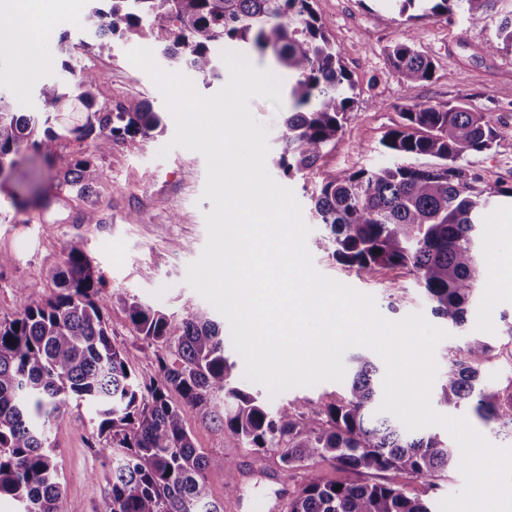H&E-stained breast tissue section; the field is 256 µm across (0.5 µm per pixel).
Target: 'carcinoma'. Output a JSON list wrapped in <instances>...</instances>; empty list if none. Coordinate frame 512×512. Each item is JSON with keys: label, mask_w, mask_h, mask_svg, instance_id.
I'll return each instance as SVG.
<instances>
[{"label": "carcinoma", "mask_w": 512, "mask_h": 512, "mask_svg": "<svg viewBox=\"0 0 512 512\" xmlns=\"http://www.w3.org/2000/svg\"><path fill=\"white\" fill-rule=\"evenodd\" d=\"M109 2L107 11H89L83 25L99 35L120 31L160 43L163 55L182 60L205 81L223 76L218 59L226 45L272 54L288 74L290 109L274 158L287 178L317 166L354 107L348 72L312 0ZM397 2L409 20L445 18L462 40L508 0ZM509 47L512 10L501 17L486 52ZM387 57L408 87L433 76L432 61L411 43L391 45ZM64 68L73 75L74 98L86 112L85 122L69 133L91 140L92 150L58 171L56 180L83 194L104 177L96 156L116 142L155 136L163 130L162 117L141 97L99 105L94 89L100 75L68 60ZM65 97L54 83L40 89L48 112ZM401 116L403 122L382 141L395 161L328 176L311 195L313 215L325 226L324 241L335 260L368 279L385 268H411L432 314L462 328L488 274L482 215L493 198H512V187L481 186L468 157L498 146L500 134L462 100L445 107L413 104ZM63 138L38 113L18 112L0 96V186L25 151L50 162ZM421 157L429 162L413 163ZM58 278L57 294L0 323V494L18 499L22 512H58L62 489L50 434L73 399L94 405L96 451L112 460L105 512H224V504L210 496L208 473L228 471L225 493L233 495L232 463L195 447L184 425L187 410L231 431L246 448L276 454L284 469H303L286 512H431L406 494L401 479L460 469V451L377 412V366L369 357H352L340 402L317 410L308 401L300 410L272 411L239 386L236 364L224 357L220 326L207 311L192 310L176 328L161 309L118 292L104 296L101 277L77 241L68 245ZM110 299L138 336L156 348L155 377H138L112 342L104 317ZM490 351L477 337L450 351L439 402L454 407L467 402L480 421L512 437V381L504 392L481 375ZM172 392L182 403L171 400ZM315 411L322 422L308 419ZM326 461L352 471L384 472L386 481L325 483L318 465Z\"/></svg>", "instance_id": "carcinoma-1"}]
</instances>
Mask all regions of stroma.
Listing matches in <instances>:
<instances>
[{
  "mask_svg": "<svg viewBox=\"0 0 512 512\" xmlns=\"http://www.w3.org/2000/svg\"><path fill=\"white\" fill-rule=\"evenodd\" d=\"M94 5L95 0H72L71 14L52 19L51 38L42 43L38 64H31L29 54L20 48L1 59L0 95L21 111H39L40 85L66 79L61 62L69 55L100 72L95 89L98 103L146 98L163 113L164 130L153 138L113 144L99 160L104 178L82 195L57 187L49 169L89 152L88 142L62 140L50 166L29 154L22 158L8 191L0 192V322L56 294L55 274L73 241L81 242L101 275L104 294L117 290L161 308L176 325L190 309L210 307L185 282L188 265L201 255L207 240L204 214L212 203L202 196L206 161L202 154L183 148L159 157V150L175 134L174 117L149 73L127 57L129 50L139 47V39L101 37L83 27L81 19ZM314 8L350 74L356 103L317 168L293 178L283 177L274 167L269 173L290 188L301 205L302 219L310 229L306 248L315 271L373 296L378 313L387 320L419 312L429 324L446 331L434 353L438 369L447 367L451 350L464 346L470 337H483L492 347L481 367L483 378L491 385L506 384L512 379V335L507 332L512 326V279L505 276L499 260L502 253L512 251V239L501 235L505 225H512V200L501 199L487 213L482 247L490 270L469 311L467 327L460 329L432 315L409 269H386L366 280L333 260L318 245L324 227L311 213L310 195L328 173L371 170L389 163L381 139L400 123L402 106L459 100L484 113L501 136L499 147L471 156L474 171L489 186H512V49L485 54L486 43L495 37V24L471 28L461 40L456 27L445 19L406 21L389 0H315ZM396 42L413 43L433 60L435 74L430 81L403 85L387 60V48ZM22 69L29 70L30 77L20 85L14 75ZM91 209L97 212L98 223H84L83 216ZM18 282L27 283V291H16ZM104 316L130 369L141 378L152 377L153 347L139 338L119 307H106ZM246 387L272 405L292 408L308 400L318 406L329 404L345 394L341 382L297 387L275 396L251 381ZM95 421L92 405L73 402L52 428L51 443L64 486L62 512L73 505L82 512L103 508L112 464L95 452ZM184 424L198 448L233 463L236 498L243 504L259 496L285 500L299 487L300 471L282 470L276 456L243 447L234 434L201 422L192 412H185ZM464 484L459 471L404 481L410 496L433 508L461 492Z\"/></svg>",
  "mask_w": 512,
  "mask_h": 512,
  "instance_id": "1",
  "label": "stroma"
}]
</instances>
